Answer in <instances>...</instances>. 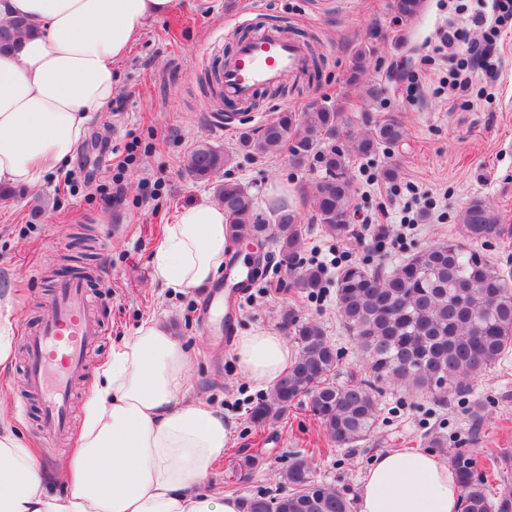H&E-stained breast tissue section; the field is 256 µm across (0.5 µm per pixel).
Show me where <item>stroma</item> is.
I'll return each instance as SVG.
<instances>
[{
  "instance_id": "stroma-1",
  "label": "stroma",
  "mask_w": 512,
  "mask_h": 512,
  "mask_svg": "<svg viewBox=\"0 0 512 512\" xmlns=\"http://www.w3.org/2000/svg\"><path fill=\"white\" fill-rule=\"evenodd\" d=\"M425 0L422 12L401 23L396 0H176L173 11L148 20L128 56L118 65L116 95L102 119L93 120L74 160L55 170L38 191L17 190L0 201V296L10 297L24 335L47 318L57 281L88 271V291L101 322V336L73 384L71 428H78L91 380L114 342L145 320L165 323L195 357L193 393L223 409L233 423L231 445L204 491L246 498L278 489L281 471L294 453L313 455L314 474L358 499L373 458L393 448H426L429 436L447 438L449 449L471 451L478 466L512 453V352L474 383L470 394L441 403L387 388L374 434L354 449L331 448L306 401H297L276 422L256 429L247 410L266 386L241 374L220 319L203 316L201 291L174 289L156 275L153 256L165 227L183 207L214 201L212 183L195 179L184 160L201 141L231 155L223 177L249 187L260 214L285 199L300 219V258L323 270L317 295L295 288L279 263L278 248L266 243L261 273L240 301L238 335L264 330L289 336V316L323 325L341 354L338 381L364 372L365 358L343 329L336 306V269L349 262L393 268L414 251L463 237L460 215L470 201L486 200L498 217L499 235L484 252L512 272V32L503 38L499 78L487 86L482 75L456 96L448 94L450 66L436 53L440 28L454 25L465 42L482 39L472 15L487 0ZM271 25L316 38L323 54L319 78L285 92L259 91L253 107L238 109L215 130L216 105L205 82L202 59L215 51L229 56L250 26ZM364 58L363 85L348 75ZM384 92L369 98L365 86ZM337 107L347 121L322 147L345 143L349 131L372 127L389 116L401 119L405 138L393 149L350 156L346 172L355 189L349 235L329 236L318 223L314 188L325 175L317 159L293 166L290 147L267 156L238 149L242 130H259L282 112ZM125 162L121 193H112V171L95 169L97 159ZM396 167V180L384 179ZM12 413L53 467L70 452V437L51 436L40 423V404L24 381V357L16 355L7 380H0ZM482 419L473 423L474 405Z\"/></svg>"
}]
</instances>
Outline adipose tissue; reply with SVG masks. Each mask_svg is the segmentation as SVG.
Segmentation results:
<instances>
[{
    "label": "adipose tissue",
    "mask_w": 512,
    "mask_h": 512,
    "mask_svg": "<svg viewBox=\"0 0 512 512\" xmlns=\"http://www.w3.org/2000/svg\"><path fill=\"white\" fill-rule=\"evenodd\" d=\"M175 0H0V21L26 18L29 34L0 52V185L36 189L73 158L93 114L116 94L114 68L148 19ZM221 205L181 209L155 251L158 279L202 288L224 269ZM233 355L248 379L275 383L293 359L283 336L239 337ZM185 342L149 319L113 344L98 369L75 446L43 470L0 397V512H244L240 497L199 490L231 442L222 409L192 398ZM359 512H460L448 465L395 448L368 467Z\"/></svg>",
    "instance_id": "adipose-tissue-1"
}]
</instances>
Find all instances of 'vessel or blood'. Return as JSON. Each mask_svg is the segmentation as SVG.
I'll use <instances>...</instances> for the list:
<instances>
[{
  "label": "vessel or blood",
  "instance_id": "vessel-or-blood-1",
  "mask_svg": "<svg viewBox=\"0 0 512 512\" xmlns=\"http://www.w3.org/2000/svg\"><path fill=\"white\" fill-rule=\"evenodd\" d=\"M307 50L302 42L267 30L242 41L220 67V90L226 106L254 98L258 89L302 73ZM252 285L251 277L236 282L232 291L212 288L203 294L204 310L222 309L224 336L232 338L238 322V299ZM97 321L87 304L83 278L56 283L52 314L28 333L24 342L25 381L42 404L44 429L63 433L69 424L71 383L85 371L86 354L93 344Z\"/></svg>",
  "mask_w": 512,
  "mask_h": 512
}]
</instances>
